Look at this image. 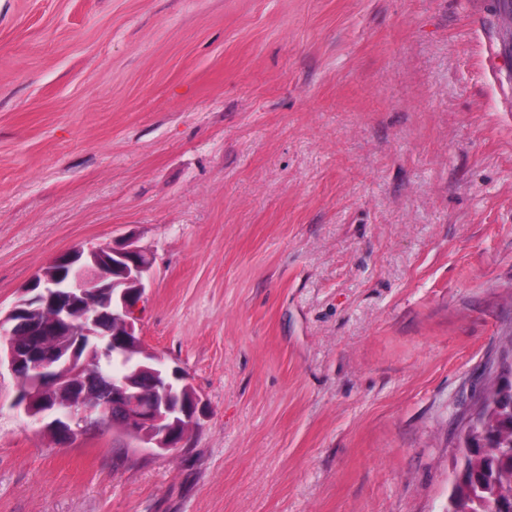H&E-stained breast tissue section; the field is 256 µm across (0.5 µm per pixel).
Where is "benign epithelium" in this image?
Segmentation results:
<instances>
[{"mask_svg": "<svg viewBox=\"0 0 512 512\" xmlns=\"http://www.w3.org/2000/svg\"><path fill=\"white\" fill-rule=\"evenodd\" d=\"M38 272L12 306L0 311V358L27 382L25 415L39 422L59 443L74 442L84 430L104 422L135 448L187 447L201 426L204 405L188 374L168 370L146 348L139 329V304L152 269L147 254L133 242L75 248ZM21 336H54L56 346L33 349ZM88 338L100 355L134 354L138 365L122 378H110L75 365L71 345Z\"/></svg>", "mask_w": 512, "mask_h": 512, "instance_id": "obj_1", "label": "benign epithelium"}]
</instances>
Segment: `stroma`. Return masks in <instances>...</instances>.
I'll return each instance as SVG.
<instances>
[{"label": "stroma", "instance_id": "stroma-1", "mask_svg": "<svg viewBox=\"0 0 512 512\" xmlns=\"http://www.w3.org/2000/svg\"><path fill=\"white\" fill-rule=\"evenodd\" d=\"M481 0H0V307L133 239L188 447L49 440L0 369V512H445L512 363V97ZM485 66L501 85L512 87V53L505 43L491 45L485 57Z\"/></svg>", "mask_w": 512, "mask_h": 512}]
</instances>
